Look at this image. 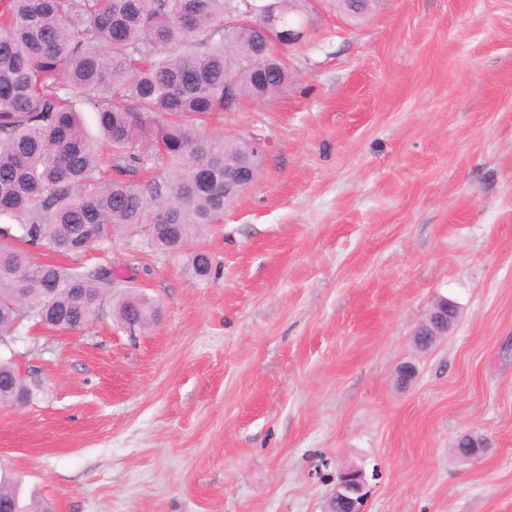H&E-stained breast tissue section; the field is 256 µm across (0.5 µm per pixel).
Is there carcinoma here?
<instances>
[{
  "mask_svg": "<svg viewBox=\"0 0 512 512\" xmlns=\"http://www.w3.org/2000/svg\"><path fill=\"white\" fill-rule=\"evenodd\" d=\"M307 0H256L253 27L232 23V0H0V337L11 349L23 320L83 329L123 278L109 265L82 270L35 262L23 246L84 253L117 231L164 224L154 246L181 249L218 224L224 166L244 161V140L214 133L215 114L288 85L286 54L271 32L303 30ZM351 19L372 4L332 0ZM95 114L103 145L81 115ZM188 270L212 273L194 251ZM121 319H152L136 298ZM19 366L0 357V403L32 399ZM0 512H49L0 476Z\"/></svg>",
  "mask_w": 512,
  "mask_h": 512,
  "instance_id": "carcinoma-1",
  "label": "carcinoma"
}]
</instances>
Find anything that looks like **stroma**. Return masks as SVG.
I'll use <instances>...</instances> for the list:
<instances>
[{
  "mask_svg": "<svg viewBox=\"0 0 512 512\" xmlns=\"http://www.w3.org/2000/svg\"><path fill=\"white\" fill-rule=\"evenodd\" d=\"M277 95L224 113L268 139L186 251L144 230L81 256L124 277L80 331L21 327L34 400L0 405V471L52 512H512V0H310ZM210 253L207 282L185 271ZM156 321L130 328L122 301ZM458 319L427 349L439 298ZM410 378H403V370ZM488 439L478 463L453 444ZM365 487L366 482L362 470H343L337 476L331 501L336 505L338 499H344L345 512H363L366 497Z\"/></svg>",
  "mask_w": 512,
  "mask_h": 512,
  "instance_id": "1",
  "label": "stroma"
}]
</instances>
